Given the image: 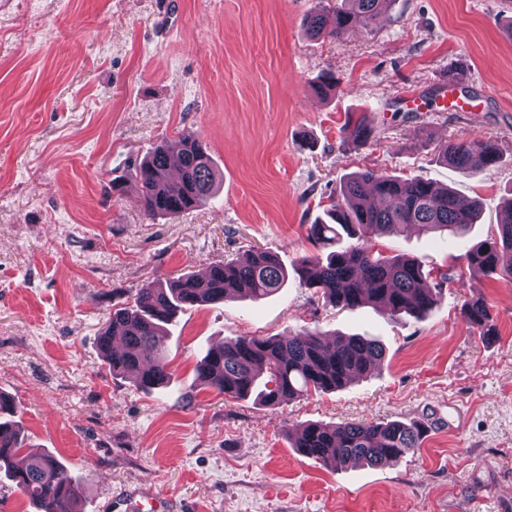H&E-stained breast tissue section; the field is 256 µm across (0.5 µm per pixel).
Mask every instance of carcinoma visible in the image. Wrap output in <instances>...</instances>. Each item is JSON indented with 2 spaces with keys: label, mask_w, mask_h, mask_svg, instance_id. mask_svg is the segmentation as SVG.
Masks as SVG:
<instances>
[{
  "label": "carcinoma",
  "mask_w": 512,
  "mask_h": 512,
  "mask_svg": "<svg viewBox=\"0 0 512 512\" xmlns=\"http://www.w3.org/2000/svg\"><path fill=\"white\" fill-rule=\"evenodd\" d=\"M344 2L304 17L307 33L337 39L355 30L366 31L379 18L386 0ZM370 132L366 113L345 126L347 142L356 146L365 143ZM438 155L470 175L499 161L495 142L482 136L450 140L439 147ZM131 178L147 217H174L211 195L216 171L207 148L188 132L157 147L134 166ZM341 196L325 209V217L308 228V237L326 255L302 260L296 273L306 275V285L332 307L353 310L371 304L390 317L424 318L437 304L448 275L441 272L434 277L405 254L385 253L378 249L379 239L419 231L437 233L446 242L475 222L479 202L417 177L402 179L368 169L347 177ZM344 234L356 242L341 245ZM465 260L511 282L512 222L498 225L496 234L473 246ZM287 280L288 270L276 254L251 250L243 260L214 264L202 277L190 273L164 283L148 282L135 290L131 301L112 309L109 325L98 336L99 350L112 374L130 377L144 391L155 389L171 377L158 336L178 311L233 298L261 300ZM464 316L485 342L498 336L483 298L468 299ZM384 359V347L372 337L340 336L329 342L316 330L278 338L239 336L209 350L198 378L232 398L255 393L262 403L276 406L312 390L339 389ZM14 416L13 402L1 398L0 478L21 489L35 506L50 503L53 512H76L80 485L54 456L22 454L21 430ZM425 430V424L417 421L310 422L288 429V436L303 455L338 470L353 461L371 466L397 462L421 447Z\"/></svg>",
  "instance_id": "cac0c4a2"
}]
</instances>
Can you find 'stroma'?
Segmentation results:
<instances>
[{"mask_svg":"<svg viewBox=\"0 0 512 512\" xmlns=\"http://www.w3.org/2000/svg\"><path fill=\"white\" fill-rule=\"evenodd\" d=\"M319 0H0V392L26 448L83 488L80 512H512V283L468 267L512 196V0H388L371 31L309 38ZM459 73L470 111L451 112ZM336 85L319 94L320 75ZM368 113V140L345 143ZM192 131L220 179L178 219H147L112 188L162 141ZM479 135L499 163L466 175L441 143ZM374 169L456 189L477 224L442 242L410 232L385 252L452 280L422 320L328 306L295 274L308 228L344 179ZM259 248L289 269L259 302L180 312L161 338L172 379L145 393L110 373L97 338L148 281ZM498 326L487 343L465 300ZM380 340L386 358L346 387L271 407L200 384L205 352L238 336L303 330ZM423 421L418 452L335 470L297 452L300 423ZM464 316L469 324L478 330L479 336L485 342L489 343L498 336L496 324L483 298L472 297L468 299L464 306Z\"/></svg>","mask_w":512,"mask_h":512,"instance_id":"35a3bbf8","label":"stroma"}]
</instances>
